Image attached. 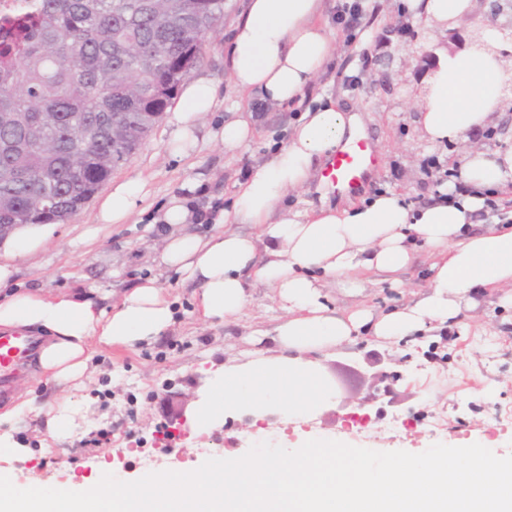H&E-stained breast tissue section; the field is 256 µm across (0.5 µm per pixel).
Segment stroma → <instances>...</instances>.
I'll return each instance as SVG.
<instances>
[{
    "label": "stroma",
    "instance_id": "35a3bbf8",
    "mask_svg": "<svg viewBox=\"0 0 512 512\" xmlns=\"http://www.w3.org/2000/svg\"><path fill=\"white\" fill-rule=\"evenodd\" d=\"M324 5V19L331 22L342 49L311 87L309 99L358 108L365 135L380 158L364 200L395 192L412 207L428 203L438 190L453 187L448 170L462 156V145L429 141L416 110L421 91L400 98L388 94L380 80L401 71L420 74L421 62L401 47L408 40L422 41L428 30L409 0H364L365 8L374 11L371 25L350 43L342 26L333 22L336 0H324ZM246 8L247 0H224V19L208 34L189 73L190 79L211 81L217 101L212 111L203 113L187 155L170 152L177 125L172 112H165L131 160L113 172L75 217L53 225L39 250L15 261L16 283L22 287L36 285L53 293L94 286L117 297L152 279L165 288L176 308V323L165 339L98 351L82 389L58 391V398L72 405L71 437L49 436L43 419L26 413L0 426V436L12 442L0 454L6 463L0 474L16 484L35 475L49 488L65 485L85 491L106 472L124 482L138 480L146 474L145 460L157 456L173 457L191 471L201 464L195 455L200 447L210 449L215 458L245 454L260 442L295 450L314 433L380 452L420 453L437 443H478L500 454L512 452V430L497 429L499 412L512 409V310L487 296L463 310L460 327L425 345L361 342L322 358L336 397L309 421L288 424L279 417L273 428L264 429L258 417L246 412L201 421V395L210 384L211 365L240 362L254 324H273L280 315L272 291L257 286L237 323H200L192 287L180 284L161 261L168 232L162 217L171 197L191 195L203 209L229 207L235 183L253 175L287 144L301 114L300 109L273 104L254 113L256 134L247 145L228 152L216 140L224 123L240 116L224 48ZM399 22L408 30L394 37L397 52L390 57L376 54L377 33ZM129 179L144 185L132 215L121 224L98 223L105 195ZM190 184L195 187L191 193L186 190ZM429 262L427 252H419L396 285L372 275L365 304L381 311L417 299L426 289ZM376 370L396 373L391 392L373 386Z\"/></svg>",
    "mask_w": 512,
    "mask_h": 512
}]
</instances>
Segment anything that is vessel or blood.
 Here are the masks:
<instances>
[{
    "label": "vessel or blood",
    "instance_id": "vessel-or-blood-1",
    "mask_svg": "<svg viewBox=\"0 0 512 512\" xmlns=\"http://www.w3.org/2000/svg\"><path fill=\"white\" fill-rule=\"evenodd\" d=\"M378 165L379 157L371 144L360 138L336 151L326 164L324 177L336 193L355 197L365 190ZM38 348L35 336L0 332V396L8 394L13 377L27 366Z\"/></svg>",
    "mask_w": 512,
    "mask_h": 512
}]
</instances>
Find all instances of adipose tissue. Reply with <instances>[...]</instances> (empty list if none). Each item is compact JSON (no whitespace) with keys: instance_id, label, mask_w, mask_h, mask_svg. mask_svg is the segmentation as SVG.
<instances>
[{"instance_id":"ef3b65f1","label":"adipose tissue","mask_w":512,"mask_h":512,"mask_svg":"<svg viewBox=\"0 0 512 512\" xmlns=\"http://www.w3.org/2000/svg\"><path fill=\"white\" fill-rule=\"evenodd\" d=\"M323 0H248L243 19L226 47L229 79L243 100L259 96L273 104H299L303 112L288 143L250 179L238 183L232 208L218 211L222 230L200 237L173 231L163 240L162 261L195 288L200 322L232 323L249 302V284L272 289L281 315L275 326L252 330L248 362L218 368L203 394L202 417L254 411L277 405L290 420L311 416L334 390L315 361L367 337L376 342L423 343L434 333L458 327L464 309L479 293L494 291L512 307V226L477 228L475 218L491 194L512 182V147L494 151L467 144V133L498 107L503 72L493 53L456 55L437 50L430 91L418 104L426 137L434 143L465 142L459 178L465 192L418 210L397 194L358 206L321 205L280 210L289 192L305 189L320 162L357 135L361 118L335 104L308 106L304 98L326 63L339 51L322 15ZM213 83H187L176 114L179 129L170 150L186 153L201 114L215 105ZM142 185H116L100 206L98 221L118 224L134 211ZM255 225L252 233L241 232ZM45 226L21 231L0 259V330L42 337L37 358L46 384L81 378L95 350L133 347L161 340L175 323V309L153 280L120 297L102 288H75L45 295L39 288L12 289L16 257L34 251L48 236ZM434 256L427 291L419 300L376 312L367 306L339 310L327 288L356 297L366 288L363 272L395 275L414 260L417 245ZM274 345L268 356L264 344ZM45 419L54 436L69 431L65 407H47L28 389L0 403V425L23 412Z\"/></svg>"}]
</instances>
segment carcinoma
<instances>
[{
	"label": "carcinoma",
	"instance_id": "obj_1",
	"mask_svg": "<svg viewBox=\"0 0 512 512\" xmlns=\"http://www.w3.org/2000/svg\"><path fill=\"white\" fill-rule=\"evenodd\" d=\"M224 0H37L0 24V224H64L148 135Z\"/></svg>",
	"mask_w": 512,
	"mask_h": 512
}]
</instances>
